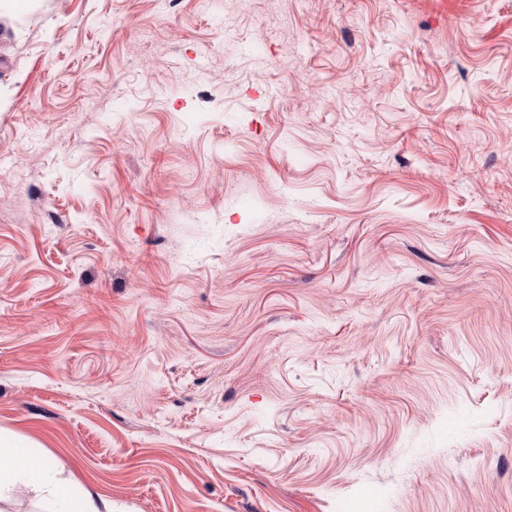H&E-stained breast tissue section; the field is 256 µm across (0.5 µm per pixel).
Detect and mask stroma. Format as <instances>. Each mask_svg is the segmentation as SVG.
Segmentation results:
<instances>
[{
  "mask_svg": "<svg viewBox=\"0 0 512 512\" xmlns=\"http://www.w3.org/2000/svg\"><path fill=\"white\" fill-rule=\"evenodd\" d=\"M0 434L112 512H512V0L0 11Z\"/></svg>",
  "mask_w": 512,
  "mask_h": 512,
  "instance_id": "35a3bbf8",
  "label": "stroma"
}]
</instances>
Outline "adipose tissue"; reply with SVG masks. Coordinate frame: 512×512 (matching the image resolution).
I'll return each instance as SVG.
<instances>
[{
  "label": "adipose tissue",
  "mask_w": 512,
  "mask_h": 512,
  "mask_svg": "<svg viewBox=\"0 0 512 512\" xmlns=\"http://www.w3.org/2000/svg\"><path fill=\"white\" fill-rule=\"evenodd\" d=\"M20 487L34 499L57 504L59 512H112L111 503L105 500L90 495L73 498L72 480L66 472L0 436V502Z\"/></svg>",
  "instance_id": "1"
}]
</instances>
